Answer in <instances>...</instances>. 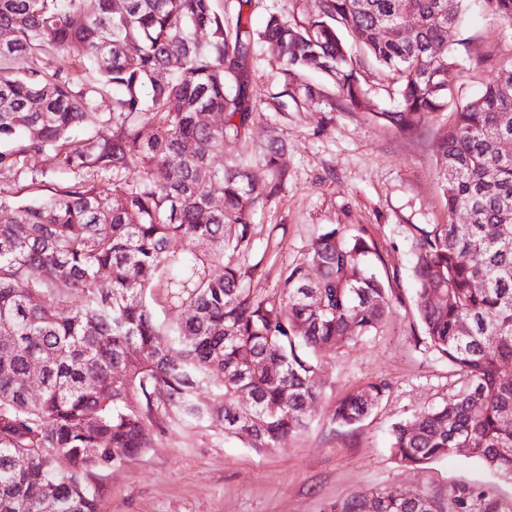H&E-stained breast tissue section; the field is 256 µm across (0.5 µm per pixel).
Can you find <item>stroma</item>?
<instances>
[{
    "label": "stroma",
    "instance_id": "1",
    "mask_svg": "<svg viewBox=\"0 0 512 512\" xmlns=\"http://www.w3.org/2000/svg\"><path fill=\"white\" fill-rule=\"evenodd\" d=\"M313 10V0H253L251 27L261 29L272 13L302 24ZM475 46L507 51L512 24L469 14L456 35L455 53L463 64L448 72L461 100L487 80L465 63ZM245 71L256 116L242 139L225 142L215 166L244 153L254 178L265 182L270 173L264 153L276 139L288 147L287 177L276 195L258 204L252 221V287L272 291L280 271L302 256L324 225L350 224L364 230L377 253V270L398 298L376 334L315 353L320 397L307 430L270 453L225 439L216 424L170 430L153 448L93 476L100 512H326L336 501L389 487L425 493L443 512H485L490 502L497 512H512V483L467 453L406 468L389 450L393 423L448 401L466 386L419 341L404 240L405 225L448 221L436 167L448 113L417 134H402L371 112L348 108L324 75L283 76L277 52L262 42L251 45ZM60 180L49 152L25 173L0 172V195L12 197L22 184L41 195ZM378 381L389 390L366 419L353 427L333 421L338 400ZM462 492L463 510L456 502Z\"/></svg>",
    "mask_w": 512,
    "mask_h": 512
}]
</instances>
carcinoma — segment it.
<instances>
[{
    "instance_id": "1",
    "label": "carcinoma",
    "mask_w": 512,
    "mask_h": 512,
    "mask_svg": "<svg viewBox=\"0 0 512 512\" xmlns=\"http://www.w3.org/2000/svg\"><path fill=\"white\" fill-rule=\"evenodd\" d=\"M464 2L314 0L306 23L272 13L255 32L252 0H0V171L22 173L51 150L71 178L30 201L0 196V512H42L47 501L53 512H99L95 472L173 426L218 422L264 452L308 427L319 398L314 351L378 331L392 294L372 244L345 224L326 225L273 291L248 287L253 209L286 175L282 145L266 154L268 183L242 157L213 164L255 117L249 45L279 47L285 75L321 71L347 107L369 110L348 32L394 82L397 109L375 116L410 134L448 110ZM478 2L512 22V0ZM468 61L490 78L455 106L439 141L448 223L412 224L407 235L422 341L467 387L394 424L390 450L419 466L464 444L512 481V123L502 120L512 113V54L478 49ZM145 121L157 130L147 140ZM109 170L131 180L94 179ZM463 211L469 222L455 223ZM155 305L174 317L159 320ZM387 388L345 396L333 420L356 425ZM330 512L442 506L388 488Z\"/></svg>"
}]
</instances>
